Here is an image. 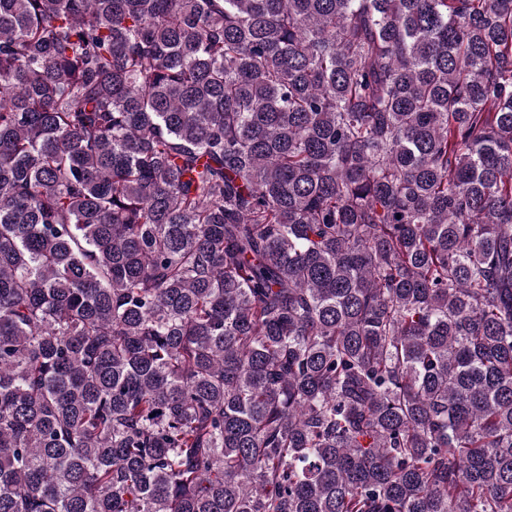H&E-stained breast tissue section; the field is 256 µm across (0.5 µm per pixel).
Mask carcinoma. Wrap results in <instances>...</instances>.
<instances>
[{
    "label": "carcinoma",
    "mask_w": 512,
    "mask_h": 512,
    "mask_svg": "<svg viewBox=\"0 0 512 512\" xmlns=\"http://www.w3.org/2000/svg\"><path fill=\"white\" fill-rule=\"evenodd\" d=\"M0 512H512V0H0Z\"/></svg>",
    "instance_id": "1"
}]
</instances>
